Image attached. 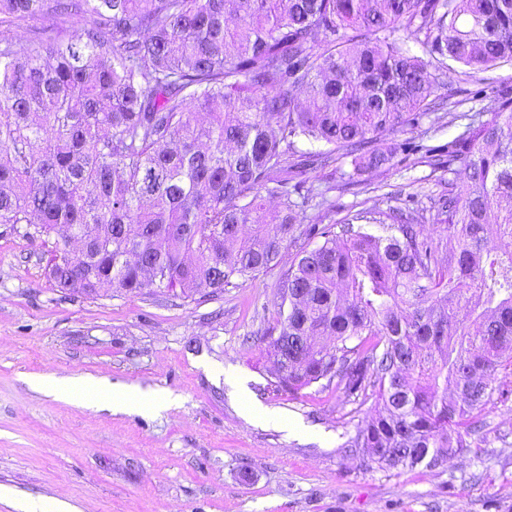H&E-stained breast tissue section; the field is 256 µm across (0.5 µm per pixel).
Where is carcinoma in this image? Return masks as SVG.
Listing matches in <instances>:
<instances>
[{
    "label": "carcinoma",
    "mask_w": 512,
    "mask_h": 512,
    "mask_svg": "<svg viewBox=\"0 0 512 512\" xmlns=\"http://www.w3.org/2000/svg\"><path fill=\"white\" fill-rule=\"evenodd\" d=\"M448 58L512 65V0H0V225H36L48 279L86 297L216 296L295 248L275 387L370 402L345 447L438 467L512 395V98L448 146L435 238L392 206L299 232L293 195L339 156L389 161L366 145L429 109Z\"/></svg>",
    "instance_id": "obj_1"
}]
</instances>
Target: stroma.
Returning a JSON list of instances; mask_svg holds the SVG:
<instances>
[{
  "instance_id": "1",
  "label": "stroma",
  "mask_w": 512,
  "mask_h": 512,
  "mask_svg": "<svg viewBox=\"0 0 512 512\" xmlns=\"http://www.w3.org/2000/svg\"><path fill=\"white\" fill-rule=\"evenodd\" d=\"M512 97V66L449 63L434 110L378 139L393 151L349 183L350 158L309 171L307 224L371 206L421 209L446 172L447 148ZM41 240L0 225V486L81 512H512V399L487 408L492 443L435 469L383 471L346 452L373 414L335 387L291 395L273 384L265 337L277 323V284L293 250L254 279L195 302L154 292L89 298L54 288ZM88 377L110 390L166 397L157 413L80 403L37 388ZM271 415L246 417L243 401Z\"/></svg>"
}]
</instances>
